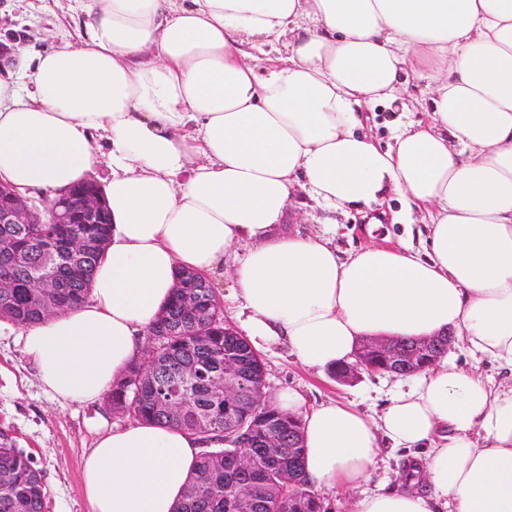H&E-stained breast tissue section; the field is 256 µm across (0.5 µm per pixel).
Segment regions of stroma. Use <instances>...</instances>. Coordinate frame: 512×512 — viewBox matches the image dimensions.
Wrapping results in <instances>:
<instances>
[{"label":"stroma","mask_w":512,"mask_h":512,"mask_svg":"<svg viewBox=\"0 0 512 512\" xmlns=\"http://www.w3.org/2000/svg\"><path fill=\"white\" fill-rule=\"evenodd\" d=\"M78 24L67 8L66 0H0V43L13 49L33 53L50 48L51 34L74 35ZM405 97L417 100L415 110L403 112L385 103L376 104L368 113L365 130L376 141L388 144L394 128L401 123L429 121L425 104L429 97L428 82L409 76ZM379 227H371L358 207L331 211L316 206L304 192H296L287 211L284 230L305 235L321 233L328 224L336 227V245L351 251L382 241L398 243L406 236L403 222L393 216L401 209L397 193H388L381 205ZM251 240L230 247L224 255V267L210 274L224 314V322L241 329L238 314L241 302L234 295L233 272L248 251ZM22 329L10 321L0 322V440L9 442L31 455L42 470L47 487L45 512H88L83 495L82 460L93 446L99 425L124 426L128 420L112 413L106 405H60L45 395L36 371L22 352ZM266 389L277 397L295 391L306 406L330 399L354 402L369 414L382 409L390 392L402 382L401 377L366 372L346 382L337 381L332 373L306 368L290 352L286 343L261 349ZM424 453L383 447L365 488L369 491L399 490L406 470L420 468Z\"/></svg>","instance_id":"obj_1"}]
</instances>
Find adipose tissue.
Masks as SVG:
<instances>
[{"mask_svg":"<svg viewBox=\"0 0 512 512\" xmlns=\"http://www.w3.org/2000/svg\"><path fill=\"white\" fill-rule=\"evenodd\" d=\"M77 40L21 53L32 90L0 80V180L55 197L99 159L112 226L80 305L25 328L55 402L93 404L123 379L179 270L234 271L260 348L279 340L317 371L367 338L461 336L512 374V0H73ZM284 47L268 65L252 49ZM430 81V121L383 146L366 112ZM107 144L99 155L96 138ZM329 209L389 192L406 242L341 253L329 233L276 232L295 189ZM303 416L304 475L356 489L354 512H512V385L440 360L381 413L329 401ZM428 447L434 488L363 491L382 443ZM204 439L136 422L98 434L82 462L89 512H176Z\"/></svg>","mask_w":512,"mask_h":512,"instance_id":"obj_1","label":"adipose tissue"}]
</instances>
